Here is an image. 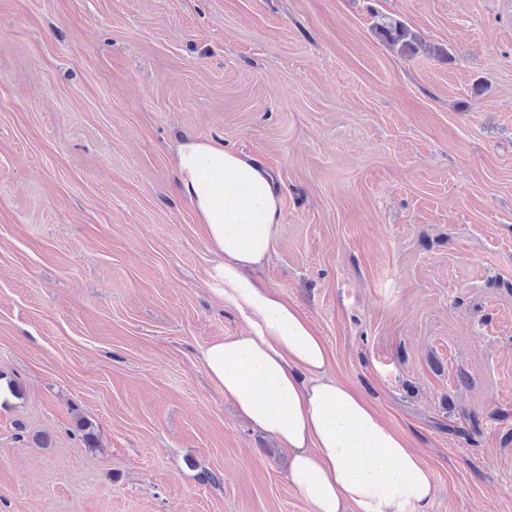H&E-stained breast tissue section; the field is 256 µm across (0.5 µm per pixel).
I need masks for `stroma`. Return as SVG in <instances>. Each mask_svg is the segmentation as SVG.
I'll return each mask as SVG.
<instances>
[{
  "instance_id": "1",
  "label": "stroma",
  "mask_w": 512,
  "mask_h": 512,
  "mask_svg": "<svg viewBox=\"0 0 512 512\" xmlns=\"http://www.w3.org/2000/svg\"><path fill=\"white\" fill-rule=\"evenodd\" d=\"M184 135L276 174L259 278L410 439L430 512H512V0H0V512H311L203 366L247 326ZM378 35L401 54L411 55L423 47L418 36L404 23L391 18H382L375 26Z\"/></svg>"
}]
</instances>
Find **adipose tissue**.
Listing matches in <instances>:
<instances>
[{
	"label": "adipose tissue",
	"instance_id": "adipose-tissue-1",
	"mask_svg": "<svg viewBox=\"0 0 512 512\" xmlns=\"http://www.w3.org/2000/svg\"><path fill=\"white\" fill-rule=\"evenodd\" d=\"M173 155L224 302L248 326L205 347L210 380L241 420L287 448L288 483L311 512H428L436 483L407 437L331 375L326 345L298 307L250 276L269 260L281 222L276 176L214 138H183Z\"/></svg>",
	"mask_w": 512,
	"mask_h": 512
}]
</instances>
